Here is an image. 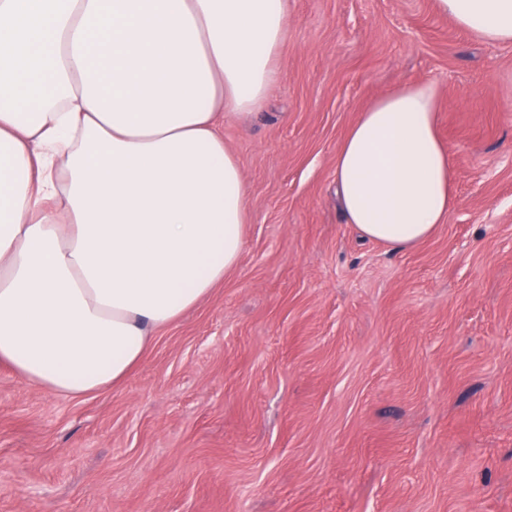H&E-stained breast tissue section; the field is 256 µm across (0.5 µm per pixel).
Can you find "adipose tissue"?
<instances>
[{
    "mask_svg": "<svg viewBox=\"0 0 512 512\" xmlns=\"http://www.w3.org/2000/svg\"><path fill=\"white\" fill-rule=\"evenodd\" d=\"M492 44L512 0H435ZM287 0H0V363L62 396L124 383L239 261L225 117L277 79ZM347 223L410 248L446 223L433 84L362 112L334 167Z\"/></svg>",
    "mask_w": 512,
    "mask_h": 512,
    "instance_id": "obj_1",
    "label": "adipose tissue"
}]
</instances>
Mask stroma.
<instances>
[{"instance_id":"1","label":"stroma","mask_w":512,"mask_h":512,"mask_svg":"<svg viewBox=\"0 0 512 512\" xmlns=\"http://www.w3.org/2000/svg\"><path fill=\"white\" fill-rule=\"evenodd\" d=\"M278 78L224 122L238 265L126 382L0 365V512H512V44L435 0H288ZM438 91L446 223L362 239L333 182L373 102Z\"/></svg>"}]
</instances>
